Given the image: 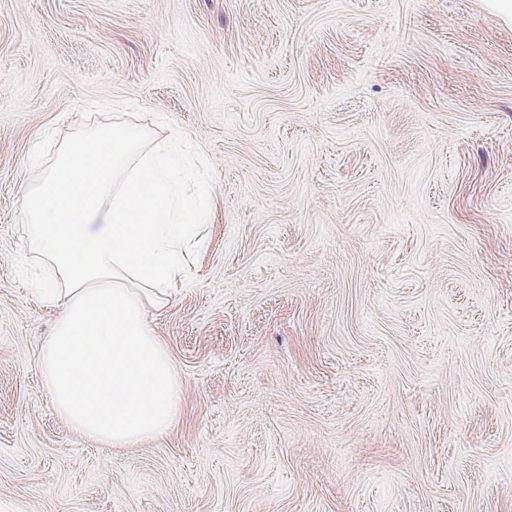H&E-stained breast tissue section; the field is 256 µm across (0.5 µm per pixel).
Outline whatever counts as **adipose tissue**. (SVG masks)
I'll return each mask as SVG.
<instances>
[{"label": "adipose tissue", "mask_w": 512, "mask_h": 512, "mask_svg": "<svg viewBox=\"0 0 512 512\" xmlns=\"http://www.w3.org/2000/svg\"><path fill=\"white\" fill-rule=\"evenodd\" d=\"M211 179L175 131L97 125L22 194L29 250L55 271L39 371L57 415L111 448L169 435L180 378L147 319L163 309L211 210Z\"/></svg>", "instance_id": "adipose-tissue-1"}]
</instances>
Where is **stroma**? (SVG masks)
<instances>
[{
  "label": "stroma",
  "instance_id": "1",
  "mask_svg": "<svg viewBox=\"0 0 512 512\" xmlns=\"http://www.w3.org/2000/svg\"><path fill=\"white\" fill-rule=\"evenodd\" d=\"M180 131L206 246L151 312L175 430L56 414L26 185ZM0 512H512V21L485 0H0Z\"/></svg>",
  "mask_w": 512,
  "mask_h": 512
}]
</instances>
